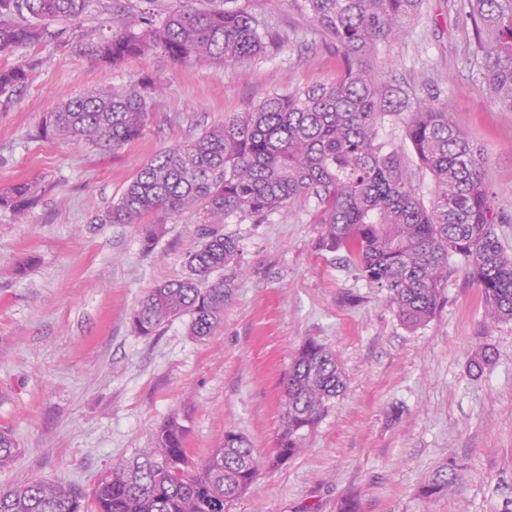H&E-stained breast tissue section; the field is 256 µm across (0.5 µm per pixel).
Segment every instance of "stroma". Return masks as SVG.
Returning <instances> with one entry per match:
<instances>
[{
    "mask_svg": "<svg viewBox=\"0 0 512 512\" xmlns=\"http://www.w3.org/2000/svg\"><path fill=\"white\" fill-rule=\"evenodd\" d=\"M251 7L289 40L232 69L177 64L159 51L112 66L88 51L109 34L96 11L36 50L0 56V65H35L12 99L0 98V188L20 179L41 187L24 219L0 209V428L19 447L0 468V488L37 477L93 491L113 462L151 447L173 413L187 418L196 462L228 429L268 456L283 376L313 338L335 352L346 392L303 448L263 468L228 512H340L348 498L359 512H512V320L485 318L465 271L449 277L436 316L409 329L386 289L320 248L308 214L234 220L224 232L239 242V277L215 333L194 339L179 320L156 336L133 331L143 293L183 275V251L204 219L200 209L167 219L150 250L141 225L101 223L138 168L272 92L336 77L335 54L308 34L292 0ZM374 71L410 96L439 83L509 216L497 232L512 254V109L480 90L460 0H424L408 38L383 47ZM147 74L163 90L144 136L121 152L33 139L61 100L94 85L122 90ZM487 344L493 364L470 373ZM452 457L466 464L456 489L422 498L420 486Z\"/></svg>",
    "mask_w": 512,
    "mask_h": 512,
    "instance_id": "35a3bbf8",
    "label": "stroma"
}]
</instances>
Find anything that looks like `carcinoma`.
Here are the masks:
<instances>
[{"instance_id":"cac0c4a2","label":"carcinoma","mask_w":512,"mask_h":512,"mask_svg":"<svg viewBox=\"0 0 512 512\" xmlns=\"http://www.w3.org/2000/svg\"><path fill=\"white\" fill-rule=\"evenodd\" d=\"M312 31L336 52L333 82L273 92L245 112L175 143L137 171L101 221L139 224L148 216L144 246L156 244L164 221L203 203L206 221L185 248V273L150 288L133 315V328L151 336L182 319L195 339L210 336L233 292L238 242L224 234L232 217L262 224L276 215L298 216L311 205L320 245L344 251L360 277L390 294L400 322L417 328L442 306L448 276L463 269L481 290L485 313L512 319V259L499 243L505 221L485 179L484 160L451 120L436 84L403 103L373 73L378 47L403 39L423 0H294ZM92 0H0V52L44 43L52 22H72ZM476 54L483 59L482 92L512 108V0H464ZM111 36L92 53L118 66L159 50L173 62L232 68L279 50L249 2L224 0L200 7L185 0L157 15L155 0L133 8L108 7ZM32 65L0 68V97L25 85ZM163 88L144 75L121 91L88 88L47 113L39 137L92 142L118 153L148 127L152 102ZM408 108L405 143L380 138V128ZM429 177V197L419 176ZM38 199V184L23 180L0 190V209L22 216ZM346 390L332 350L315 339L302 343L282 382L281 431L274 462L293 457L331 402ZM187 426L177 414L154 431L153 446L119 460L100 479L92 497L63 481L31 479L0 489V512H227L258 480L261 460L247 438L232 429L224 446L200 464L187 448ZM17 453L0 431V467ZM451 460L421 487L440 495L458 477Z\"/></svg>"}]
</instances>
